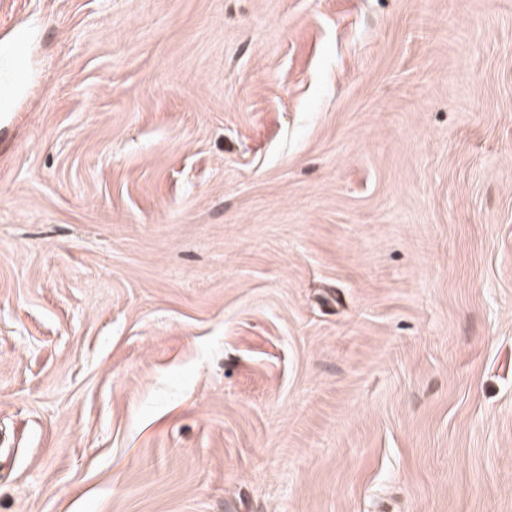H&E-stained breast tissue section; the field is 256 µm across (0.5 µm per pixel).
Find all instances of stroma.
Returning a JSON list of instances; mask_svg holds the SVG:
<instances>
[{
  "label": "stroma",
  "instance_id": "stroma-1",
  "mask_svg": "<svg viewBox=\"0 0 512 512\" xmlns=\"http://www.w3.org/2000/svg\"><path fill=\"white\" fill-rule=\"evenodd\" d=\"M0 512H512V0H0Z\"/></svg>",
  "mask_w": 512,
  "mask_h": 512
}]
</instances>
